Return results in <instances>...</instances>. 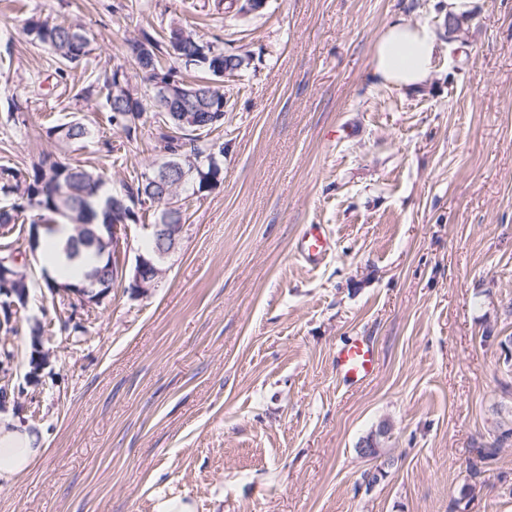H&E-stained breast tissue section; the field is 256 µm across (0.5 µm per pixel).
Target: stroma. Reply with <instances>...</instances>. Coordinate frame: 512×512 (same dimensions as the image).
Here are the masks:
<instances>
[{
  "label": "stroma",
  "mask_w": 512,
  "mask_h": 512,
  "mask_svg": "<svg viewBox=\"0 0 512 512\" xmlns=\"http://www.w3.org/2000/svg\"><path fill=\"white\" fill-rule=\"evenodd\" d=\"M214 2L0 0V165L22 173L52 153L119 193L152 165L151 128L126 138L82 93L126 66L128 39L177 24L249 60L209 136L221 178L186 201L157 287L73 301L85 334L55 331L36 394L10 402L46 452L0 512H512V440L478 455L512 426V0H469L453 35L448 0H267L244 18ZM400 16L439 41L416 91L372 74ZM32 19L80 23L89 55L62 68ZM75 116L84 145L47 136ZM306 224L333 241L314 269L294 254ZM20 262L26 317L55 318L42 260ZM357 337L376 369L347 387L334 354ZM383 421L382 460L360 456Z\"/></svg>",
  "instance_id": "35a3bbf8"
}]
</instances>
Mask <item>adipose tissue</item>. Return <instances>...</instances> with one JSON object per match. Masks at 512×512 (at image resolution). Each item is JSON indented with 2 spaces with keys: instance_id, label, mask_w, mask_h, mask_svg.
<instances>
[{
  "instance_id": "adipose-tissue-1",
  "label": "adipose tissue",
  "mask_w": 512,
  "mask_h": 512,
  "mask_svg": "<svg viewBox=\"0 0 512 512\" xmlns=\"http://www.w3.org/2000/svg\"><path fill=\"white\" fill-rule=\"evenodd\" d=\"M437 50L438 38L432 29L398 17L385 26L374 45L372 70L388 86L414 90L428 81ZM43 453L34 433L0 419V488L10 486Z\"/></svg>"
}]
</instances>
